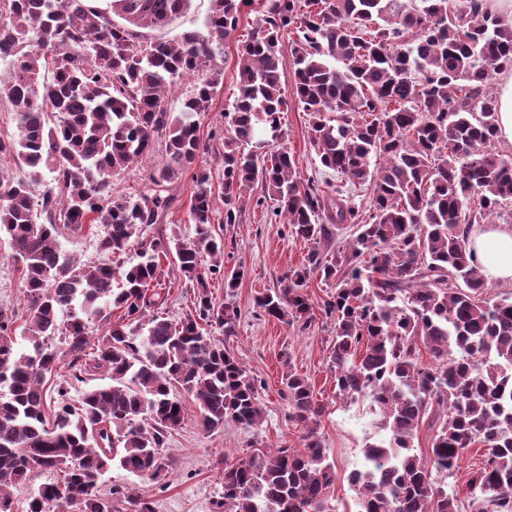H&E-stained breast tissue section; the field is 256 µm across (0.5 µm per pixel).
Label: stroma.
Listing matches in <instances>:
<instances>
[{
    "instance_id": "35a3bbf8",
    "label": "stroma",
    "mask_w": 512,
    "mask_h": 512,
    "mask_svg": "<svg viewBox=\"0 0 512 512\" xmlns=\"http://www.w3.org/2000/svg\"><path fill=\"white\" fill-rule=\"evenodd\" d=\"M223 67V94L215 99L210 112L196 119L199 134L204 139L223 127V112L237 93L235 39L224 42ZM281 82L290 95L288 110L283 115L285 142L302 180L344 188L357 202L367 198L369 187L347 185L341 176L320 165L310 143L309 117L292 98L291 68H284ZM175 190L177 198L172 209L161 223L150 227V234L176 232L191 236L187 212L194 186L190 176L182 175ZM215 231L224 239L225 269L240 266L245 275L230 292L225 290L223 280H211L209 289L214 300L238 312L235 334L224 337L217 333L213 339L223 342L247 372L260 381L263 422L251 427L229 423L215 430L204 429L193 397L183 389H176V397L186 408V417L183 425L167 438L165 452L171 466L166 476L144 480L115 467L105 474L103 485L108 489H130L150 500L154 512H215V503L222 492L219 481L222 463H232L253 453L269 454L280 448L301 447L303 429L288 417L285 377L293 371L308 378L317 399L326 406L319 432L336 472L326 510L346 512L354 499L348 476L359 467L363 449L372 440L371 416L366 401L349 406L336 399L334 373L329 366L333 322L319 311L329 288L319 277L308 281L305 291L318 311L310 327L304 330L268 319L255 303L260 293L278 287L290 268L302 265L311 246L293 237L287 225L269 223L265 210L251 204L247 205L240 223L219 224ZM103 233V227L98 224L80 232L65 229L60 241L65 252L78 262H106L110 256L98 245ZM161 270V283L170 293L159 313L172 320L181 319L192 308L193 284L179 276L172 259L162 260ZM0 310L19 316L25 313L19 265L13 258L9 238L3 234L0 235Z\"/></svg>"
}]
</instances>
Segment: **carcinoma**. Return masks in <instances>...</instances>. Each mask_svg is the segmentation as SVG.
I'll return each mask as SVG.
<instances>
[{
	"mask_svg": "<svg viewBox=\"0 0 512 512\" xmlns=\"http://www.w3.org/2000/svg\"><path fill=\"white\" fill-rule=\"evenodd\" d=\"M87 2L0 0V60L11 67L0 103L16 117V133L0 137V154L16 164L0 172V232L20 264L31 343L15 350L16 320L0 310V512H13L7 487L52 468L60 477L30 495L27 512H154L130 490L102 494L100 481L114 466L166 474L167 436L185 420L177 385L207 430L260 423L255 379L208 334L235 335L238 317L213 301L208 280L219 275L232 291L244 276L224 270L213 225L239 223L250 198L258 207L273 200L274 217L304 242L319 244L330 224L353 229L329 255L312 249L256 304L306 329L307 280L318 273L335 283L323 309L334 322L336 397L370 399L385 433L349 476L357 512H457L462 491L473 512H512V293L488 295L470 244L475 225L512 208V158L493 148L499 98L489 83L512 69V24L490 0H266L258 27L237 40L238 93L224 130L204 142L191 117L223 92L217 56L255 0H212L207 34L149 43L141 30L165 28L191 0ZM286 33L287 63L278 49ZM286 64L321 166L369 186L367 206L298 176L283 143ZM187 77L193 86L176 115L166 97ZM159 141L167 163L136 194L117 193L113 178ZM206 151L222 163L219 193L194 168ZM190 170L193 236H144ZM47 173L50 186L35 200L30 187ZM59 224H101L100 248L135 246L137 260L79 267ZM168 255L197 288L193 311L178 321L149 314L167 298L157 283ZM58 334L62 347L49 342ZM64 361L77 381L103 369L111 384L75 405L58 387L63 400L49 420L43 380ZM286 387L303 448L224 464L218 512H325L335 478L318 432L326 406L297 373ZM425 421L434 436L423 456L414 439ZM475 444L484 466L464 489L448 485Z\"/></svg>",
	"mask_w": 512,
	"mask_h": 512,
	"instance_id": "1",
	"label": "carcinoma"
}]
</instances>
